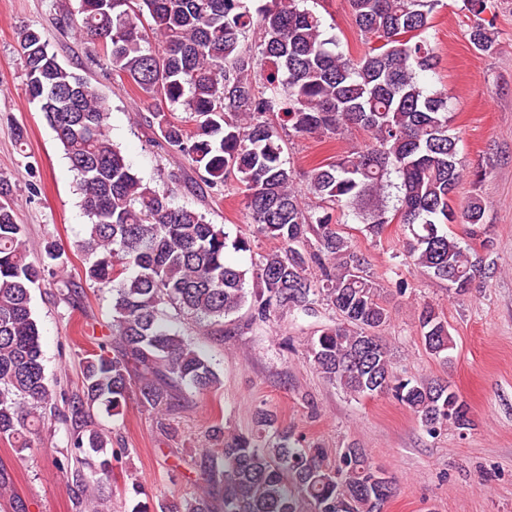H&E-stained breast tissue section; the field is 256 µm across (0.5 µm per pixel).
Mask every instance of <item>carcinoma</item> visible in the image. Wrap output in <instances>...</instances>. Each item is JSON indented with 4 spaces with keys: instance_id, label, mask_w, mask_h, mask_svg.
I'll list each match as a JSON object with an SVG mask.
<instances>
[{
    "instance_id": "carcinoma-1",
    "label": "carcinoma",
    "mask_w": 512,
    "mask_h": 512,
    "mask_svg": "<svg viewBox=\"0 0 512 512\" xmlns=\"http://www.w3.org/2000/svg\"><path fill=\"white\" fill-rule=\"evenodd\" d=\"M304 2L267 0L253 15L243 0H79L77 12L66 13L110 70L151 102L145 122L203 169L208 189L219 192L230 180L244 188L250 223L280 243L261 256L250 290L247 271L225 260L228 248L246 252L250 241L175 204L177 188L160 190L138 177L108 135L104 97L58 60L41 32H18L28 100L79 178L90 219L79 244L89 256L85 278L112 293L109 335L85 358L82 393L69 401L75 455L104 452L95 414H120L135 384L152 409L168 404L176 384L199 393L221 384L210 362L169 325L170 308L221 326L247 304L253 319L265 322L276 308L327 301L339 322L309 349L327 382L357 398L392 396L430 434L470 426L468 405L450 385L394 374L381 336L390 315L380 284L332 213L347 209L375 238L399 220L410 232L404 248L411 265L448 282L455 297L493 274L485 257L441 230L466 224L477 236L485 215L478 197L452 206L462 178L454 113L447 95L419 81L439 64L428 31L442 0H348L371 43L358 59L337 50ZM464 2L474 17L470 47L492 51L493 21L482 17L491 0ZM167 103L182 108L193 130L170 118ZM274 114L277 123L269 119ZM349 127L367 132L368 142L307 172V194L319 200L312 211L283 156L281 130L335 139ZM8 195L0 179V438L20 440L21 453L30 448V414L57 400L30 302L31 289L62 263L63 252L52 243L50 263L27 260V231L4 201ZM418 322L426 351L448 358L455 340L447 321L425 305ZM256 423L250 435L212 429L224 447L204 457L207 486L159 502V512H382L393 497V478L357 445L344 448L332 468L322 448L302 445L273 412L258 411ZM71 476L92 512H102L90 480L78 469Z\"/></svg>"
}]
</instances>
